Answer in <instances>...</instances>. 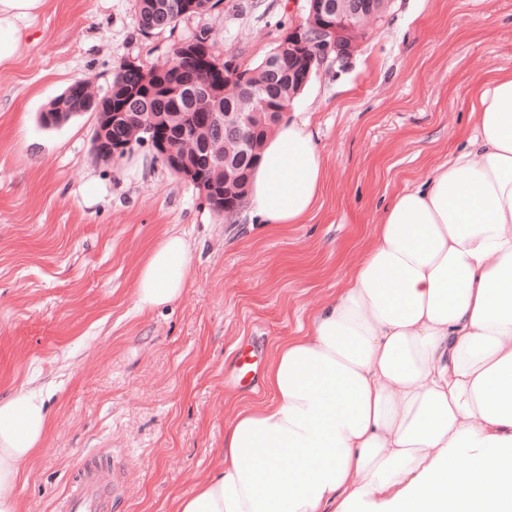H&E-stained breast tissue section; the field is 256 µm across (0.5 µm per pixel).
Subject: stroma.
<instances>
[{"instance_id":"obj_1","label":"stroma","mask_w":512,"mask_h":512,"mask_svg":"<svg viewBox=\"0 0 512 512\" xmlns=\"http://www.w3.org/2000/svg\"><path fill=\"white\" fill-rule=\"evenodd\" d=\"M137 14V0H47L0 65V396L43 390L51 423L22 512H55L92 458L118 475L112 512H173L218 465L234 415L265 397L276 345L310 326L393 197L462 145L470 86L512 71V0H388L348 64L290 104L318 132L326 181L306 223L265 231L242 207L216 216L149 145L95 160V113L41 116L74 81L105 94L123 60L162 62L202 29L216 55L255 66L307 0H219L147 36ZM168 229L192 247V284L136 311L138 265ZM243 353L257 374L241 383Z\"/></svg>"}]
</instances>
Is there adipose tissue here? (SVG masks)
Returning a JSON list of instances; mask_svg holds the SVG:
<instances>
[{"label": "adipose tissue", "mask_w": 512, "mask_h": 512, "mask_svg": "<svg viewBox=\"0 0 512 512\" xmlns=\"http://www.w3.org/2000/svg\"><path fill=\"white\" fill-rule=\"evenodd\" d=\"M46 0H0V65ZM461 149L395 195L373 242L310 328L268 367L219 466L174 512H512V72L472 90ZM325 170L309 120L266 135L244 204L302 224ZM193 253L164 232L139 263L135 305L178 301ZM49 429L43 392L0 397V512H22L26 463Z\"/></svg>", "instance_id": "ef3b65f1"}]
</instances>
